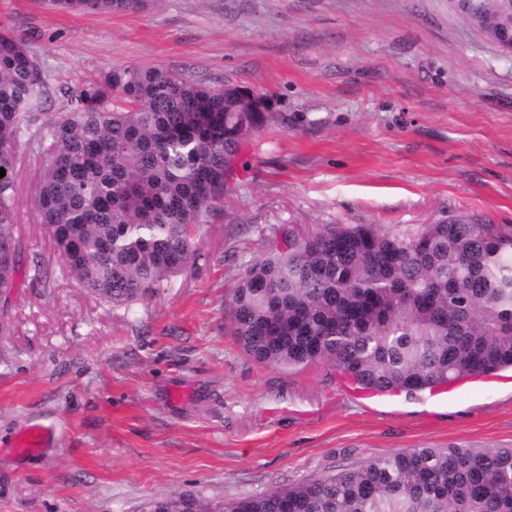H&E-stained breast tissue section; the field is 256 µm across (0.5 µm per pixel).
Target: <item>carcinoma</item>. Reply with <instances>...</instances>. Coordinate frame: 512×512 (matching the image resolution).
Returning a JSON list of instances; mask_svg holds the SVG:
<instances>
[{"instance_id": "1", "label": "carcinoma", "mask_w": 512, "mask_h": 512, "mask_svg": "<svg viewBox=\"0 0 512 512\" xmlns=\"http://www.w3.org/2000/svg\"><path fill=\"white\" fill-rule=\"evenodd\" d=\"M133 11L143 0H52ZM25 43L0 31V333L23 268L16 168L22 142L42 160L36 221L64 272L113 304L159 293L221 208L245 134L224 85L120 66L70 92L60 117ZM241 273L228 333L285 373L326 363L358 386L411 400L450 381L512 368V225L455 213L412 233L325 224ZM195 512H512V445L403 448L278 490L206 501Z\"/></svg>"}]
</instances>
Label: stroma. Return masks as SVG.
Returning <instances> with one entry per match:
<instances>
[{
    "mask_svg": "<svg viewBox=\"0 0 512 512\" xmlns=\"http://www.w3.org/2000/svg\"><path fill=\"white\" fill-rule=\"evenodd\" d=\"M52 94L139 65L263 97L224 208L159 295L109 303L64 274L35 221L21 145L18 220L39 273L0 334V512H144L153 498L244 497L401 448L512 444V371L417 402L361 396L334 368L289 374L229 336L224 304L270 227L404 231L464 212L512 224V55L448 0H145L134 12L0 0ZM53 435L21 455L17 436Z\"/></svg>",
    "mask_w": 512,
    "mask_h": 512,
    "instance_id": "obj_1",
    "label": "stroma"
}]
</instances>
